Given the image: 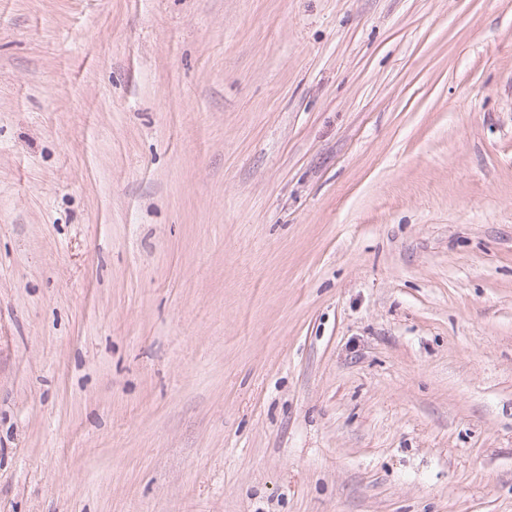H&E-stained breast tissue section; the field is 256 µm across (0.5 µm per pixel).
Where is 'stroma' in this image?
I'll return each mask as SVG.
<instances>
[{
    "mask_svg": "<svg viewBox=\"0 0 512 512\" xmlns=\"http://www.w3.org/2000/svg\"><path fill=\"white\" fill-rule=\"evenodd\" d=\"M0 512H512V0H0Z\"/></svg>",
    "mask_w": 512,
    "mask_h": 512,
    "instance_id": "obj_1",
    "label": "stroma"
}]
</instances>
